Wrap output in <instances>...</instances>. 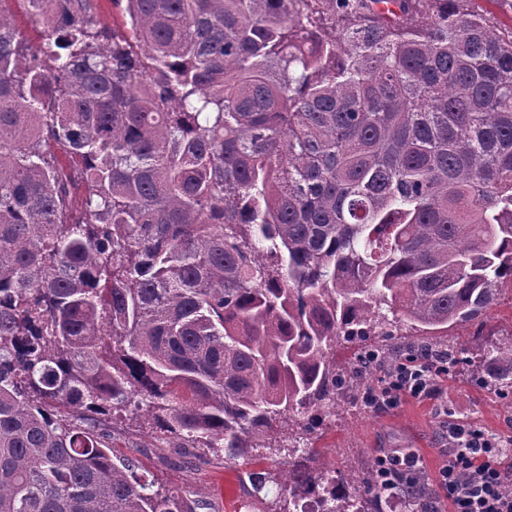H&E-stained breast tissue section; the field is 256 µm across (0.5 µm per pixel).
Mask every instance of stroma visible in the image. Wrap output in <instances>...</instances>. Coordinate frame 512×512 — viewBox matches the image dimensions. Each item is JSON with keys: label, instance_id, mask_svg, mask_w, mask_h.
Segmentation results:
<instances>
[{"label": "stroma", "instance_id": "1", "mask_svg": "<svg viewBox=\"0 0 512 512\" xmlns=\"http://www.w3.org/2000/svg\"><path fill=\"white\" fill-rule=\"evenodd\" d=\"M439 388L436 399L407 398L387 413L360 404L333 416H320L311 445L321 451L330 468L341 470L350 464L362 471L371 458L392 448H405L418 457L424 473L430 474L445 459L443 435L449 418L497 437H512V402L479 384L470 367H458ZM114 443L118 454L138 460L140 473L160 491L181 495L202 489V512H263L265 508L252 498L250 482L240 478L238 470L225 468L223 457H214L205 471L197 472L180 465L177 449H168L163 458L155 455L139 420L117 431Z\"/></svg>", "mask_w": 512, "mask_h": 512}]
</instances>
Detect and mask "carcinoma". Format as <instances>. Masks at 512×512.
Segmentation results:
<instances>
[{"label": "carcinoma", "instance_id": "1", "mask_svg": "<svg viewBox=\"0 0 512 512\" xmlns=\"http://www.w3.org/2000/svg\"><path fill=\"white\" fill-rule=\"evenodd\" d=\"M6 2L0 512H196L96 416L249 466L359 402L396 362L371 339L426 348L512 285V28L464 0H113L118 29L98 0H24L39 43ZM460 364L512 393L511 342ZM287 452L248 473L279 512L432 504L417 470ZM11 14L15 26L28 40L32 42H39L42 40L43 32L41 28L32 25L22 2H11Z\"/></svg>", "mask_w": 512, "mask_h": 512}]
</instances>
